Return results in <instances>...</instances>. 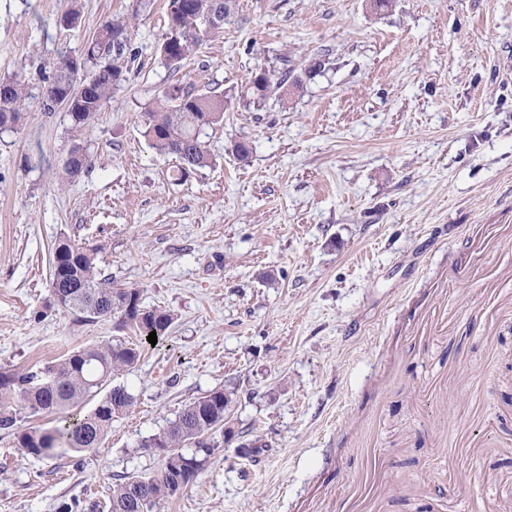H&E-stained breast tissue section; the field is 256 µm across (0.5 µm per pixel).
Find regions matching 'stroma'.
<instances>
[{
	"mask_svg": "<svg viewBox=\"0 0 512 512\" xmlns=\"http://www.w3.org/2000/svg\"><path fill=\"white\" fill-rule=\"evenodd\" d=\"M237 4L176 75L230 99L201 134L210 165L180 181L143 118L176 77L166 0H0V77L35 93L61 52L138 14L89 128L33 107L0 130V370L134 338L56 305L64 239L174 317L113 377L136 403L100 448L40 459L0 432V512L157 476L143 440L215 389L232 432L161 512H512V0ZM261 68L302 91L250 102ZM76 144L91 166L57 189Z\"/></svg>",
	"mask_w": 512,
	"mask_h": 512,
	"instance_id": "stroma-1",
	"label": "stroma"
}]
</instances>
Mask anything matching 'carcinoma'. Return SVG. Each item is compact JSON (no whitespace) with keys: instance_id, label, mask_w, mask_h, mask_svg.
I'll list each match as a JSON object with an SVG mask.
<instances>
[{"instance_id":"carcinoma-1","label":"carcinoma","mask_w":512,"mask_h":512,"mask_svg":"<svg viewBox=\"0 0 512 512\" xmlns=\"http://www.w3.org/2000/svg\"><path fill=\"white\" fill-rule=\"evenodd\" d=\"M201 0H182L183 10L168 13L166 32L180 31V39L171 45L162 37L160 53L165 64L174 71L183 61L194 56L204 42L223 32L224 22L234 12L236 0H211L222 23L208 31L194 25L193 16ZM134 17H113L103 21L98 33L105 38L106 57L99 55L98 40L87 44L81 68L89 69L88 76L57 75L46 81L40 94L33 95L19 76L0 77V127L18 123L24 110L37 103L39 111H47L46 98L72 94L83 85L84 106L69 112L74 129L81 131L98 118L99 112L112 99V94L127 81L130 72L126 53L130 47V29ZM272 86L287 87L296 92L301 81L276 74L254 78L247 92L257 99L267 97ZM224 94L216 91L195 92L179 80L169 83L156 96L153 106L144 112L145 134L157 152L170 155L177 161L176 173L184 180L211 162L206 143L200 139L205 127L224 121ZM89 168L87 155L79 147L71 150L62 168L60 183ZM62 265L66 272L56 282V303L83 314L93 322L115 314L112 297H129L142 301L138 288L118 290L112 279L100 276L94 258L82 247L68 245L67 258ZM141 321H124L122 326L136 335L147 338L156 332L162 338L173 323L166 310L143 308ZM139 357L136 345L122 341L105 342L83 347L58 362L37 371L16 374L0 371V431L15 439L21 454L42 459H56L69 452H91L102 444L116 414L112 402L119 400L124 410L135 403L134 395L124 385L101 391L112 374L133 365ZM98 398L97 404L84 409L86 400ZM55 416L54 425L26 427L22 421L37 416ZM224 428V391L216 390L188 405L170 426L143 441L141 447L165 452L160 474L134 483L128 476L112 487L107 512H158L160 503L177 494L179 481H188L211 456L215 444L212 435Z\"/></svg>"}]
</instances>
